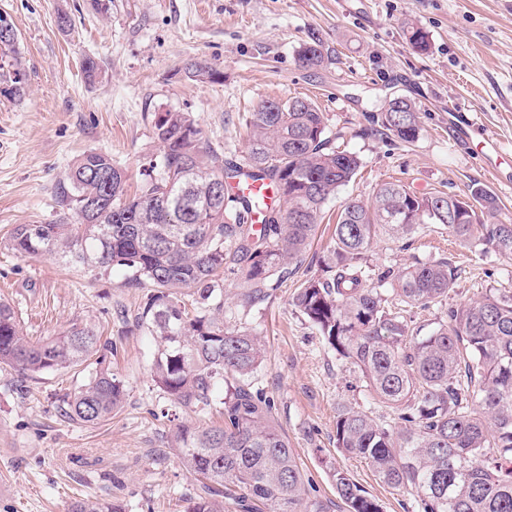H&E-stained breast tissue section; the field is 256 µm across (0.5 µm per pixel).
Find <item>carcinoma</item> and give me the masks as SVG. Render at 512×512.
Masks as SVG:
<instances>
[{
  "mask_svg": "<svg viewBox=\"0 0 512 512\" xmlns=\"http://www.w3.org/2000/svg\"><path fill=\"white\" fill-rule=\"evenodd\" d=\"M404 34L415 50L428 49L419 26L405 24ZM297 55L312 69L331 63L314 34ZM185 73L221 79L202 60L188 62ZM25 93L18 59L0 64V94ZM380 122L403 142L420 133L415 103L401 96L386 103ZM152 128L159 152L143 169L140 193L127 194L125 172L111 154L85 152L55 188L57 218L16 225L0 249L50 256L102 276L123 269L129 285L150 287L139 322L157 345L154 383L197 419L214 412L223 418L219 427L181 424L173 435L182 465L201 477L186 512H224L226 502L236 512H302V468L272 420L271 399L248 383L265 345L248 328L224 321L217 291L228 268L244 279V305L264 301L272 279L307 249L325 204L357 175L360 159L333 145L323 113L301 97L267 101L251 113L249 147L235 163L224 162L186 112H156ZM244 169L278 190L256 220L255 206L235 186ZM497 211L494 195L480 186L459 196L381 183L372 203L345 205L334 246L320 260L322 275L304 280L293 297L390 410L383 424L341 405L336 447L363 460L383 484L417 495L423 512H512V294L489 289L448 310V320L424 335L414 310L445 301L456 268L440 259L377 273L368 252L381 235L410 238L441 224L464 243L477 240L511 257L512 224L497 220ZM389 277L395 287L386 296L377 284ZM180 288L196 289L193 311L178 297ZM111 350L87 325L33 342L0 301L1 367L31 378L77 367L87 372V381L62 399L72 420L97 425L123 406L127 388L107 364ZM331 477L347 512H383L343 469ZM70 512L125 509L117 501L82 500Z\"/></svg>",
  "mask_w": 512,
  "mask_h": 512,
  "instance_id": "obj_1",
  "label": "carcinoma"
}]
</instances>
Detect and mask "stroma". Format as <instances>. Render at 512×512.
<instances>
[{"mask_svg": "<svg viewBox=\"0 0 512 512\" xmlns=\"http://www.w3.org/2000/svg\"><path fill=\"white\" fill-rule=\"evenodd\" d=\"M0 0V16L18 33L24 97L0 95V238L19 224H47L58 206L56 182L83 152H109L126 171L130 193L155 154L151 115L186 112L224 160L248 147L246 122L268 100L299 96L323 112L335 145L356 153L361 168L325 207L335 218L352 200L370 202L375 187L399 182L420 194L465 195L472 185L498 200L512 222V0ZM70 24L60 27L59 15ZM429 36L428 51L406 41V23ZM318 35L336 53L332 65L303 68L300 44ZM100 76L88 78L85 57ZM193 59L213 63L217 82L187 77ZM405 95L419 109L420 134L405 143L384 134L377 115L386 99ZM470 114L460 129L449 109ZM506 156L486 158L484 138ZM332 247L318 229L293 273L268 298L241 304L240 279L224 276V314L266 342L252 389L273 400L272 418L300 463L307 501L345 512L331 466L380 501L383 512H421L420 499L382 485L360 459L336 447V407L359 405L387 420L358 371L337 360L292 304L306 278L320 275ZM445 258L458 277L442 308L418 313L425 329L449 309L479 299L485 289L512 293V257L456 240L429 225L412 245L377 239L374 268L399 271ZM124 271L95 276L48 256L0 250V298L14 307L29 339L72 325L94 327L112 344V370L127 385L122 408L98 425L70 421L62 395L84 374L62 370L23 377L0 368V512H69L79 498L112 499L126 512H186L199 481L172 446L190 414L151 379L156 344L137 319L148 291L126 283Z\"/></svg>", "mask_w": 512, "mask_h": 512, "instance_id": "35a3bbf8", "label": "stroma"}]
</instances>
